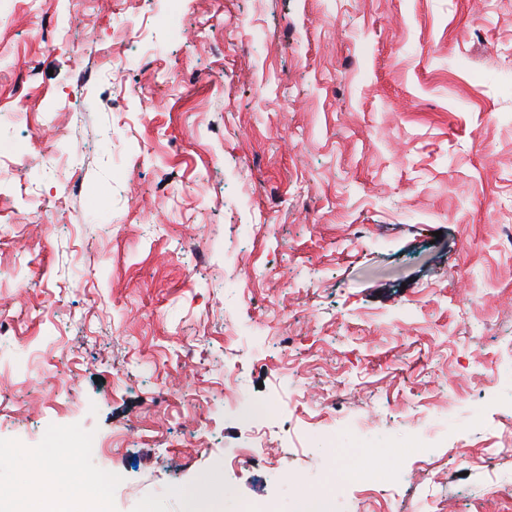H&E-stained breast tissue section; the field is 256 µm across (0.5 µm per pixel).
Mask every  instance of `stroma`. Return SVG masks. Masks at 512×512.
<instances>
[{
    "label": "stroma",
    "mask_w": 512,
    "mask_h": 512,
    "mask_svg": "<svg viewBox=\"0 0 512 512\" xmlns=\"http://www.w3.org/2000/svg\"><path fill=\"white\" fill-rule=\"evenodd\" d=\"M161 10L0 0V368L28 349L67 386L0 371V452L86 437L57 461L108 512H297L360 462L397 478L332 512H512L487 455L512 431V0ZM128 19L145 39L113 47ZM81 27V57L46 50ZM48 125L61 175L29 148ZM228 370L261 420L225 411Z\"/></svg>",
    "instance_id": "35a3bbf8"
}]
</instances>
